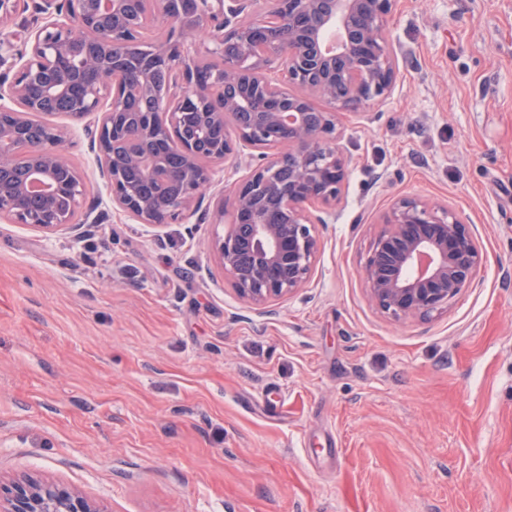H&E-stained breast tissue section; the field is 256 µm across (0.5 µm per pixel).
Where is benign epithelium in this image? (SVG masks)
Returning <instances> with one entry per match:
<instances>
[{
	"mask_svg": "<svg viewBox=\"0 0 512 512\" xmlns=\"http://www.w3.org/2000/svg\"><path fill=\"white\" fill-rule=\"evenodd\" d=\"M396 0H40L22 34L0 38V220L47 235L72 226L87 196L70 161L67 129L41 123L69 100L73 122L95 117L91 149L112 208L148 226L196 215L218 167L249 166L220 209L215 253L239 297L263 311L308 282L320 242L310 208L339 199L348 162L339 116L385 99L397 65L386 35ZM28 0H0V30ZM161 20L166 37L150 39ZM220 61L199 82L198 32ZM141 83L130 86V68ZM166 74L162 90L152 74ZM319 99L325 107L311 116ZM391 230L373 245L364 279L395 318L425 317L469 287L481 262L455 212L416 197L397 200ZM0 512H102L77 492L34 479L0 484Z\"/></svg>",
	"mask_w": 512,
	"mask_h": 512,
	"instance_id": "obj_1",
	"label": "benign epithelium"
}]
</instances>
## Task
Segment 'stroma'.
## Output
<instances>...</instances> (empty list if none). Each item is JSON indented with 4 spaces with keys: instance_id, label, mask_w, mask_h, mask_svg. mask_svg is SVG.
<instances>
[{
    "instance_id": "stroma-1",
    "label": "stroma",
    "mask_w": 512,
    "mask_h": 512,
    "mask_svg": "<svg viewBox=\"0 0 512 512\" xmlns=\"http://www.w3.org/2000/svg\"><path fill=\"white\" fill-rule=\"evenodd\" d=\"M389 96L341 116L347 178L313 208L309 282L261 315L195 224L114 210L48 236L0 221V479L105 512H512V0H398ZM69 154L99 181L88 122ZM481 253L447 310L396 319L362 271L403 197Z\"/></svg>"
}]
</instances>
